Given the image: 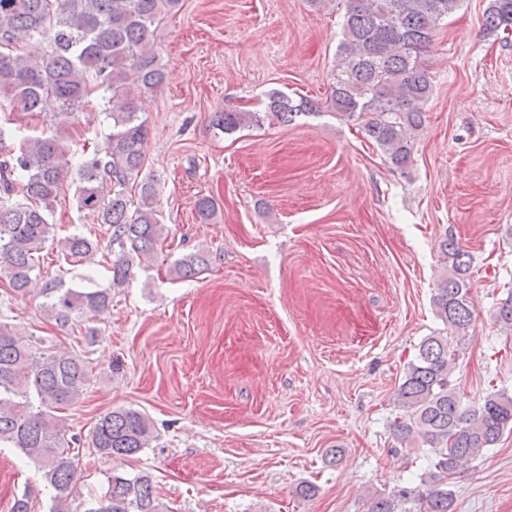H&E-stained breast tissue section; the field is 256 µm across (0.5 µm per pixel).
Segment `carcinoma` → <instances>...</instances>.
Instances as JSON below:
<instances>
[{
	"label": "carcinoma",
	"instance_id": "1",
	"mask_svg": "<svg viewBox=\"0 0 512 512\" xmlns=\"http://www.w3.org/2000/svg\"><path fill=\"white\" fill-rule=\"evenodd\" d=\"M181 0H0V278L11 293L25 296L41 275L40 255L57 244L68 264L91 260L100 240L81 232L57 237L49 221L53 207L73 182L76 207L97 213L112 251L110 288H66L44 283L42 308L65 326L75 317L112 305V290L129 280L135 262L150 259L168 238L157 215V190L138 180L149 134L142 119L143 98L165 81L154 49L152 26ZM343 37L328 108L361 121L366 136L393 168L412 163L413 138L425 122L433 93L426 52L441 22L462 0H342ZM488 34L512 30V0H489L482 15ZM110 93L106 118L111 131L71 169L73 143L67 136L79 112L99 90ZM321 111L315 100H295L280 91L266 95L263 113H222L217 126L234 131L264 121L289 125ZM50 121L48 130L12 144L15 117ZM195 211L204 224L217 206L200 197ZM448 277L433 304L446 329L466 337L473 323L470 296L472 258L454 237L441 247ZM195 250L175 260L177 280H191L209 263ZM512 330V293L495 311ZM457 350L446 336H427L408 362L396 393L400 415L392 428L406 444L418 437L430 449L419 484L369 497L368 512H450L453 476L485 448L494 447L512 426V395L495 391L478 406L464 405L450 377ZM87 360L68 348L36 347L15 325L0 321V447L13 448L32 462L54 490L48 512H72L80 474L59 413L86 391ZM153 439L146 414L117 408L100 416L88 447L106 460H124ZM84 512H164L151 475L111 471L104 492Z\"/></svg>",
	"mask_w": 512,
	"mask_h": 512
}]
</instances>
